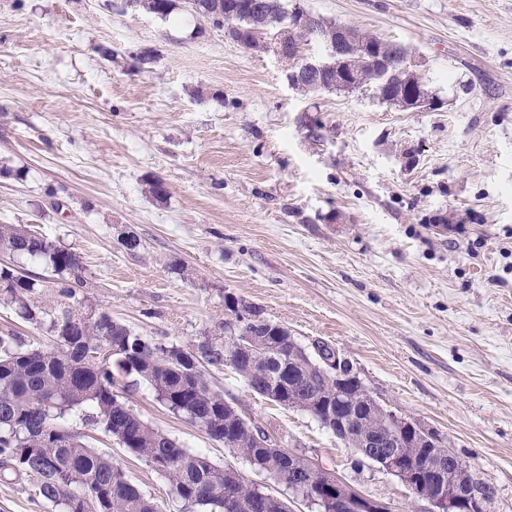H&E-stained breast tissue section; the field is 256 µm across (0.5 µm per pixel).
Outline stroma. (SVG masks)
<instances>
[{
	"label": "stroma",
	"instance_id": "obj_1",
	"mask_svg": "<svg viewBox=\"0 0 512 512\" xmlns=\"http://www.w3.org/2000/svg\"><path fill=\"white\" fill-rule=\"evenodd\" d=\"M299 3L405 45L437 110L303 94L280 54L243 48L182 2L160 19L113 0H0V224L74 251L90 302L154 342L223 336L229 292L303 344L328 343L376 401L492 483L487 512H512V0ZM149 178L165 201L145 194ZM123 231L142 248L123 249ZM207 378L289 451L394 512H425L309 414L231 368ZM126 402L288 496L150 388ZM71 425L182 512L145 461ZM0 512L55 510L22 477L0 481Z\"/></svg>",
	"mask_w": 512,
	"mask_h": 512
}]
</instances>
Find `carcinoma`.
<instances>
[{"instance_id": "obj_1", "label": "carcinoma", "mask_w": 512, "mask_h": 512, "mask_svg": "<svg viewBox=\"0 0 512 512\" xmlns=\"http://www.w3.org/2000/svg\"><path fill=\"white\" fill-rule=\"evenodd\" d=\"M136 10L165 19L176 10V0H133ZM196 16L213 15L212 25L234 27L235 41L243 47L275 48L293 59L290 47L310 40L308 32L290 23V10L301 5L287 0H187ZM333 38L346 36L349 53L340 59L324 58L311 75L287 78L305 92L332 91L342 84L371 87L376 97L391 106L410 87L416 95L434 101L422 78L403 69L406 49L356 28L321 22ZM379 56L389 67L372 63ZM0 250L9 257L0 263V305L11 308L24 322L50 337V345L29 347L11 333L0 336V478L27 476L35 480V494L61 512H162L158 504L128 479L112 458L96 452L66 425L75 414L85 425L113 435L127 451L144 460L171 484L181 503L196 501V512H224L229 496L246 500L256 487L229 486L226 468L201 453L192 452L155 429L123 400V395L146 385L156 400L173 414L205 430L214 441L233 434L230 450L260 471L282 472L293 478L288 449L277 441L259 446L244 429L239 414L224 405V394L205 377V366L230 367L260 397L296 408L328 428L327 410L341 420L333 435L352 447L363 437L376 443L385 439V420L376 410L363 409L365 388L356 385L336 399V384L323 378L315 357L277 338L287 327L276 322L259 327L253 315L261 308L235 295H224V308L240 322L237 331L224 329V340L201 345L199 350L151 341L104 311L87 304L79 256L56 241L22 224H0ZM37 265L45 273L28 266ZM263 336L254 347L246 337ZM107 349L97 355L93 345ZM437 443L404 437L398 449L415 456L427 481L476 488L493 497V486L475 477L467 467L444 458L440 472L424 468L439 453Z\"/></svg>"}]
</instances>
